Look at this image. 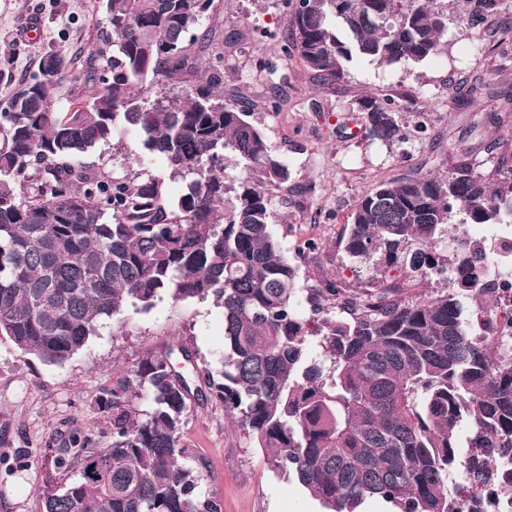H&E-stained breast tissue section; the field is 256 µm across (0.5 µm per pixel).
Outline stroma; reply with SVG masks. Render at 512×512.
Here are the masks:
<instances>
[{
  "instance_id": "1",
  "label": "stroma",
  "mask_w": 512,
  "mask_h": 512,
  "mask_svg": "<svg viewBox=\"0 0 512 512\" xmlns=\"http://www.w3.org/2000/svg\"><path fill=\"white\" fill-rule=\"evenodd\" d=\"M448 6V45L433 60L381 70L363 62L335 89H324L303 62L285 56L278 38L285 22L282 0H213L203 26L215 30L208 58H224V97L247 107L296 179L311 182L302 205L284 194L273 198L274 232L300 265L298 285L329 278L360 286L369 269L350 264L336 241L360 198L377 182L420 174H445L456 153L485 141L512 143V28L489 31L457 22ZM38 31H30V20ZM105 17L98 0H0V109L21 81L37 72L42 54L62 51L73 75L56 90L58 111L80 107L88 92L83 76L97 54ZM395 101L408 123L425 122L428 135L406 149L387 150L337 131L364 95ZM274 97L278 111L264 102ZM500 123H490V116ZM111 176H167L164 161L134 135L122 149L99 146L87 158ZM314 251H306L307 243ZM185 343L199 368L216 370L224 355L222 311L212 301H174L162 295L147 312L130 307L99 322L86 347L60 365L22 354L0 338V512H40L44 457L60 434L82 430L108 444L105 420L94 410L99 392L128 372L149 351ZM183 466L199 472L203 495L220 500L222 512H321L291 476L271 471L264 451L221 405L192 402L181 439ZM24 468H15L16 459Z\"/></svg>"
}]
</instances>
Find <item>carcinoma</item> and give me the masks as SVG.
<instances>
[{"instance_id": "1", "label": "carcinoma", "mask_w": 512, "mask_h": 512, "mask_svg": "<svg viewBox=\"0 0 512 512\" xmlns=\"http://www.w3.org/2000/svg\"><path fill=\"white\" fill-rule=\"evenodd\" d=\"M101 0L111 78L73 112L55 108L71 60L45 54L0 112V336L25 355L62 364L103 318L147 312L167 294L212 300L224 316L220 378L209 399L293 476L324 512H360L381 499L396 512H489L485 493L512 490V335L490 330L504 291L489 281L497 245L454 236L453 216L512 224V151L495 169L458 156L444 177L377 183L337 241L371 276L347 289L324 278L299 310V265L272 224L274 194L297 204L312 184L292 177L252 113L224 100L221 57L198 73L214 41L201 2ZM439 0H284L283 53L336 85L355 65L420 64L446 45ZM471 28L504 18L503 0H460ZM368 141L401 146L394 100L356 101ZM127 132L165 160L184 190L160 176L115 178L83 159ZM240 170L224 173L225 152ZM449 287L407 297L415 278ZM179 345L147 353L96 401L112 427L102 447L74 430L50 456L60 485L41 512H222L200 476L179 463L185 415L203 395L179 364ZM148 396L140 413L134 401ZM470 452L461 457L460 449ZM461 469L462 481L448 484Z\"/></svg>"}]
</instances>
